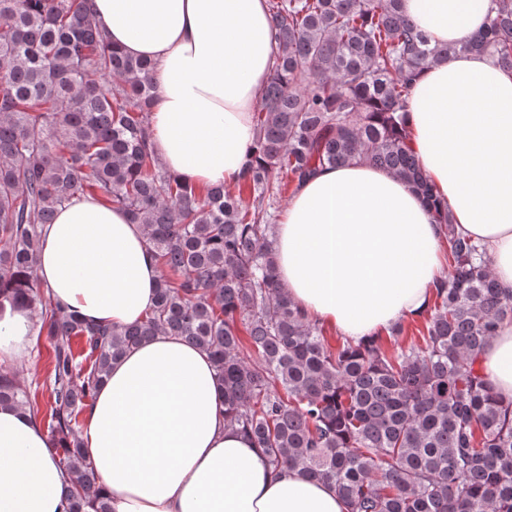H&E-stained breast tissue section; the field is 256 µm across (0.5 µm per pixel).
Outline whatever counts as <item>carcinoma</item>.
Here are the masks:
<instances>
[{"label":"carcinoma","instance_id":"cac0c4a2","mask_svg":"<svg viewBox=\"0 0 512 512\" xmlns=\"http://www.w3.org/2000/svg\"><path fill=\"white\" fill-rule=\"evenodd\" d=\"M90 2L0 0V303L38 315L52 349L42 423L73 477L67 512H112L79 416L112 363L162 333L208 353L230 421L269 465L329 485L347 512H512V401L477 368L512 320V294L483 249L450 228L403 127L413 78L448 48L431 44L403 0H267L276 53L252 112L245 204L164 170L150 143L152 65L105 41ZM457 50L512 74V0H492L484 28ZM354 163L405 181L448 246L421 342L392 354L379 335L332 349L277 275V196ZM75 194L144 226L161 275L134 325L68 312L36 276L45 227ZM0 406L39 412L5 366Z\"/></svg>","mask_w":512,"mask_h":512}]
</instances>
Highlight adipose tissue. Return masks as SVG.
I'll use <instances>...</instances> for the list:
<instances>
[{"label":"adipose tissue","instance_id":"1","mask_svg":"<svg viewBox=\"0 0 512 512\" xmlns=\"http://www.w3.org/2000/svg\"><path fill=\"white\" fill-rule=\"evenodd\" d=\"M489 0H404L406 14L451 47L481 30ZM110 43L153 66L151 134L171 173L232 187L255 140L251 112L273 61L266 0H93ZM410 146L445 198L457 233L480 244L512 289V75L479 53L424 69L405 114ZM442 234L392 172L324 169L288 200L276 267L308 318L360 341L423 315L444 275ZM38 277L85 320L126 326L154 306L160 268L141 225L77 195L46 228ZM32 313L0 308V360L27 354ZM492 390L512 400V323L480 356ZM83 441L112 512H346L326 484L273 471L225 421L208 355L159 335L116 361L85 416ZM29 414L0 407V512H66L71 476Z\"/></svg>","mask_w":512,"mask_h":512}]
</instances>
